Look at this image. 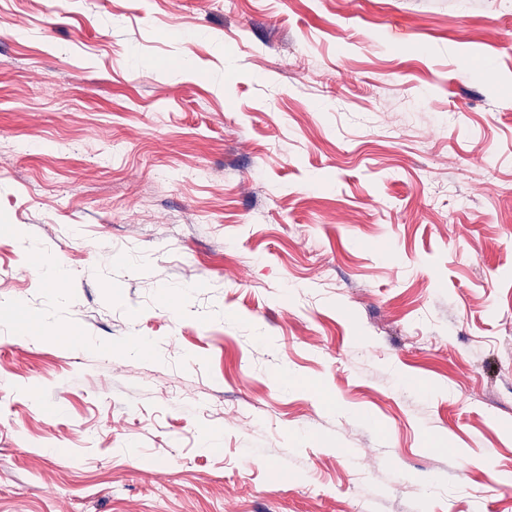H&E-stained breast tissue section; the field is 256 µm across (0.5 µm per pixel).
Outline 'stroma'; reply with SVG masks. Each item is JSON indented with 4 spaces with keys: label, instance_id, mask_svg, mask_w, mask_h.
I'll use <instances>...</instances> for the list:
<instances>
[{
    "label": "stroma",
    "instance_id": "obj_1",
    "mask_svg": "<svg viewBox=\"0 0 512 512\" xmlns=\"http://www.w3.org/2000/svg\"><path fill=\"white\" fill-rule=\"evenodd\" d=\"M0 512H512V13L0 0Z\"/></svg>",
    "mask_w": 512,
    "mask_h": 512
}]
</instances>
